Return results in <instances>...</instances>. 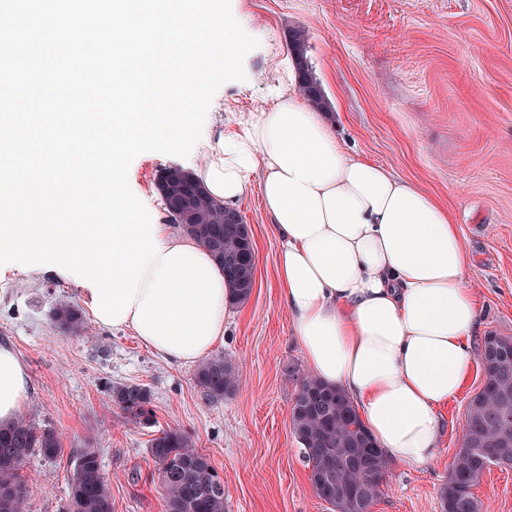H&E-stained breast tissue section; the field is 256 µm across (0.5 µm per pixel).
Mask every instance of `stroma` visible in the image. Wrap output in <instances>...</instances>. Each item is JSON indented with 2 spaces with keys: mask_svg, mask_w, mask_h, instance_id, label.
I'll use <instances>...</instances> for the list:
<instances>
[{
  "mask_svg": "<svg viewBox=\"0 0 512 512\" xmlns=\"http://www.w3.org/2000/svg\"><path fill=\"white\" fill-rule=\"evenodd\" d=\"M258 39L244 59L245 80L215 93L189 157L148 152L128 182L152 223H168L156 187L162 169L189 168L206 142L232 134L240 111L272 105L270 86L291 63L288 29L309 33L307 57L330 109L324 117L351 155L417 182L452 212L481 304L484 336H512V0H231ZM256 253L249 299L232 307L216 354L239 370L238 390L204 400L193 366L169 363L131 332L88 325L58 328L55 310H83L73 283L0 276V344L27 365L24 413L54 428L64 452L31 453L22 465L28 512H66L74 460L93 449L109 485L112 512H162L157 431L186 432L224 480L225 512H331L315 493L291 428L296 379L307 365L282 304L278 239L257 189L239 207ZM474 365L457 399L442 408L439 452L426 466L391 462L372 512H440V489L459 450L469 399L481 388ZM139 384L151 393L153 426L130 423L111 389ZM482 512H512V467L486 470L474 489Z\"/></svg>",
  "mask_w": 512,
  "mask_h": 512,
  "instance_id": "1",
  "label": "stroma"
}]
</instances>
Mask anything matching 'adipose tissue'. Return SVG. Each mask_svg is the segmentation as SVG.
<instances>
[{
  "mask_svg": "<svg viewBox=\"0 0 512 512\" xmlns=\"http://www.w3.org/2000/svg\"><path fill=\"white\" fill-rule=\"evenodd\" d=\"M242 112L239 132L193 166L214 199L236 208L258 187L281 242L282 303L312 375L343 388L378 448L420 467L438 453V410L459 395L480 323L466 251L443 202L383 166L351 157L297 92ZM163 251L122 330L179 366L224 339L231 285L192 236L159 225ZM27 367L0 345V423L22 414Z\"/></svg>",
  "mask_w": 512,
  "mask_h": 512,
  "instance_id": "1",
  "label": "adipose tissue"
}]
</instances>
